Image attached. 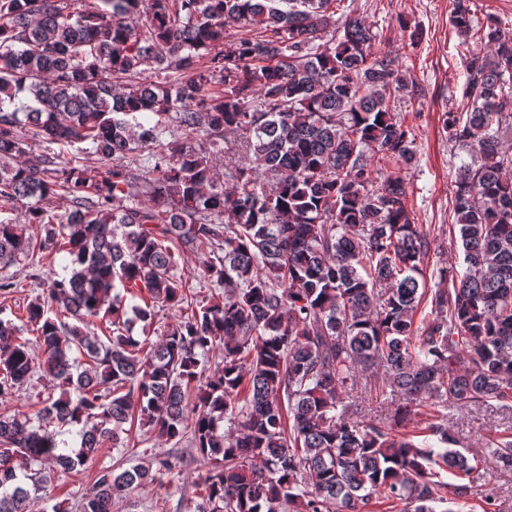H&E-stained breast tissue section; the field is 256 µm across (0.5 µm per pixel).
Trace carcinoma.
Wrapping results in <instances>:
<instances>
[{"label": "carcinoma", "instance_id": "obj_1", "mask_svg": "<svg viewBox=\"0 0 512 512\" xmlns=\"http://www.w3.org/2000/svg\"><path fill=\"white\" fill-rule=\"evenodd\" d=\"M454 2L468 109L445 128L471 156L453 203L465 268L437 269L448 287L430 288L431 230L404 179L384 173L415 158L395 112L408 81L358 18L324 40L336 0H0V206L24 208L0 220V268L37 249L70 257L64 275L32 274L40 355L0 318V399L37 372L60 389L33 417L0 413V512H44L30 465L75 471L134 426L190 436L206 466L193 512H373L379 499L463 512L478 463L448 412L512 406V152L500 143L512 37ZM229 23L254 34L226 51ZM226 133L243 135L246 158L221 180ZM145 150L147 201L128 205ZM55 198L60 213L43 206ZM199 251L224 289L213 301L175 275ZM175 308L181 319L150 341ZM216 351L224 364L207 375ZM370 368L376 389L359 378ZM358 391L386 413L361 415ZM489 456L512 468V432ZM183 467L169 452L102 467L76 509L112 512L158 476L177 485Z\"/></svg>", "mask_w": 512, "mask_h": 512}]
</instances>
